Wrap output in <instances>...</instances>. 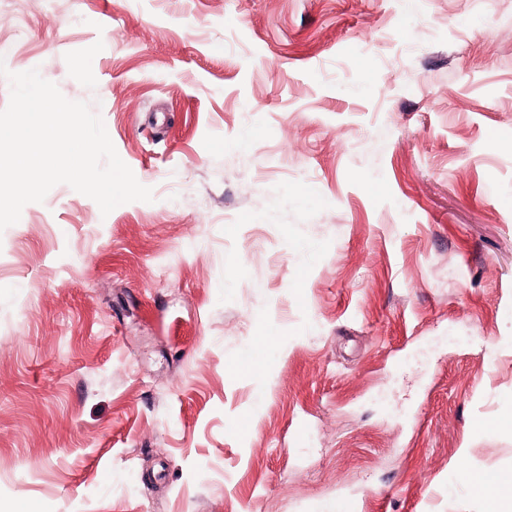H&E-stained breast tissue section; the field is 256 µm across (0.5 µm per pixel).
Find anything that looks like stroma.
<instances>
[{
    "instance_id": "stroma-1",
    "label": "stroma",
    "mask_w": 512,
    "mask_h": 512,
    "mask_svg": "<svg viewBox=\"0 0 512 512\" xmlns=\"http://www.w3.org/2000/svg\"><path fill=\"white\" fill-rule=\"evenodd\" d=\"M0 44L154 194L0 232V512H484L512 0H0Z\"/></svg>"
}]
</instances>
